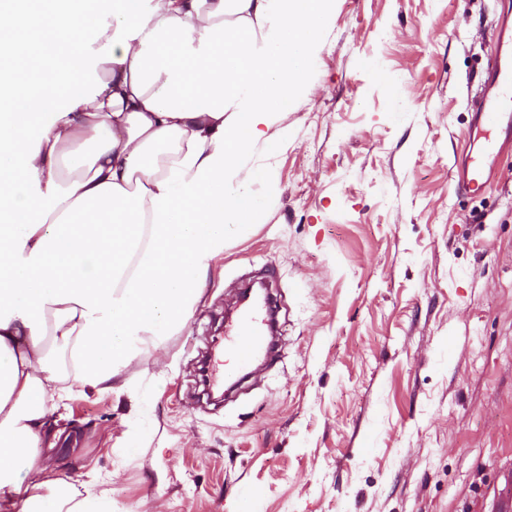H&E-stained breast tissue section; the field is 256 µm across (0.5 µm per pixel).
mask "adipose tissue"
<instances>
[{
  "label": "adipose tissue",
  "instance_id": "ef3b65f1",
  "mask_svg": "<svg viewBox=\"0 0 512 512\" xmlns=\"http://www.w3.org/2000/svg\"><path fill=\"white\" fill-rule=\"evenodd\" d=\"M334 0H0V512H117L38 461L73 387L184 327ZM55 337L70 365L54 366Z\"/></svg>",
  "mask_w": 512,
  "mask_h": 512
}]
</instances>
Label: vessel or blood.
Returning <instances> with one entry per match:
<instances>
[{
  "instance_id": "1",
  "label": "vessel or blood",
  "mask_w": 512,
  "mask_h": 512,
  "mask_svg": "<svg viewBox=\"0 0 512 512\" xmlns=\"http://www.w3.org/2000/svg\"><path fill=\"white\" fill-rule=\"evenodd\" d=\"M488 84L472 115L470 136L475 156L461 163L460 187L463 192L479 194L484 185L487 161L496 152L495 132L512 123V54L503 39H496L488 54ZM272 308L270 303L241 306L236 317L224 329V351L235 356L240 366L270 355L272 344Z\"/></svg>"
}]
</instances>
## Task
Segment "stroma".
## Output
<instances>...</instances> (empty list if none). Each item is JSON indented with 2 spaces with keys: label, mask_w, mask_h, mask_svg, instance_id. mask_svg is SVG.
<instances>
[{
  "label": "stroma",
  "mask_w": 512,
  "mask_h": 512,
  "mask_svg": "<svg viewBox=\"0 0 512 512\" xmlns=\"http://www.w3.org/2000/svg\"><path fill=\"white\" fill-rule=\"evenodd\" d=\"M512 0H335L293 112L254 150L266 200L229 230L187 326L74 391L41 457L130 512H512V137L459 189ZM279 352L203 396L239 288Z\"/></svg>",
  "instance_id": "1"
}]
</instances>
